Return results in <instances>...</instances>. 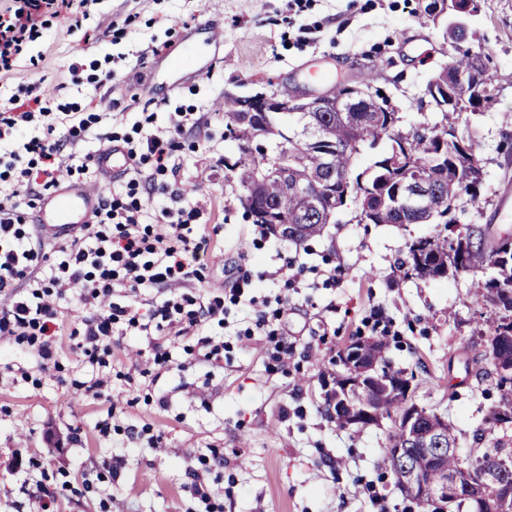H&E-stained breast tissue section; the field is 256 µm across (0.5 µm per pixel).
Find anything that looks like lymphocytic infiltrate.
<instances>
[{"mask_svg": "<svg viewBox=\"0 0 512 512\" xmlns=\"http://www.w3.org/2000/svg\"><path fill=\"white\" fill-rule=\"evenodd\" d=\"M67 13L74 28L87 17V0H15L0 13V75L19 63L38 65L32 45L43 36L49 17ZM39 88L11 99L0 108V144L9 145L0 164V295L11 304L0 310V339L34 351L43 365H57L58 338L69 335L83 362L107 369L112 341L146 336L152 324L166 326L179 337L202 323L223 321L224 298H197L175 291V284L195 278L202 244L193 237L201 211L184 189L171 190V206L162 208L156 224L142 220L157 176L174 170L172 144L192 117L175 113L170 126L136 140L123 138L122 149L133 164L149 162L152 172L130 180L126 193L106 192L92 223L57 245L48 262L45 239L37 237L21 210L22 201L36 203L55 187L59 172L83 176L96 170L91 153L62 155L64 144L76 147L94 115L52 112ZM165 287L168 297L140 311L133 303L142 288ZM75 294L87 316L64 330L59 305Z\"/></svg>", "mask_w": 512, "mask_h": 512, "instance_id": "obj_1", "label": "lymphocytic infiltrate"}]
</instances>
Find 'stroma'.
<instances>
[{"mask_svg":"<svg viewBox=\"0 0 512 512\" xmlns=\"http://www.w3.org/2000/svg\"><path fill=\"white\" fill-rule=\"evenodd\" d=\"M424 0H99L85 30L53 19L39 68L0 78V98L40 86L50 106L101 113L80 148L134 133L146 114L156 128L173 113L200 117L176 138L175 182L201 208L195 237L206 250L198 278L181 283L194 296L223 293V326L201 334L224 342L220 365L188 353L199 334L181 337L167 367L154 365L148 342L123 339L112 349L110 399H93L71 381L85 367L69 337L59 339L60 368L42 371L32 353L0 343V364L23 367L40 385L0 376V512H200L195 484L222 512H420L381 465L392 428L337 429L324 413L322 371L360 337H381L393 368L412 375L419 405L465 431L481 425L500 393L482 335L496 309L471 304L494 269L437 279L405 276L399 264L411 241L433 224H366L347 201L321 237L296 245L259 235L239 200L225 161L239 157L217 104L228 95L278 90L305 96L343 74L383 92L407 132L440 121L426 86L455 48L424 16ZM220 38H212L213 28ZM468 44L485 54L498 87L494 101L458 116L480 148L484 177L477 197L461 196L458 225L512 229V0H481ZM79 70H72V63ZM111 81H103L104 73ZM249 276L280 317L293 352L270 357L265 337L247 335L256 311L235 303L233 278ZM111 418L112 434L96 424ZM162 434L159 448L130 427ZM219 449L222 466L202 464ZM38 456L41 468L17 462ZM122 459L118 478L103 459ZM96 483L80 493L82 479Z\"/></svg>","mask_w":512,"mask_h":512,"instance_id":"obj_1","label":"stroma"}]
</instances>
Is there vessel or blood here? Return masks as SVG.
I'll use <instances>...</instances> for the list:
<instances>
[{
  "label": "vessel or blood",
  "instance_id": "1",
  "mask_svg": "<svg viewBox=\"0 0 512 512\" xmlns=\"http://www.w3.org/2000/svg\"><path fill=\"white\" fill-rule=\"evenodd\" d=\"M94 162L110 174L123 173L127 168L124 154L115 148L101 150ZM104 194L103 186L78 185L69 179L60 180L57 188L46 195L35 214L40 232L56 240H65L81 225L91 223Z\"/></svg>",
  "mask_w": 512,
  "mask_h": 512
}]
</instances>
